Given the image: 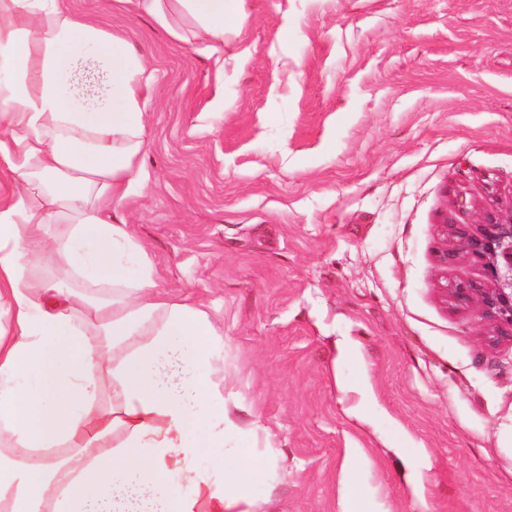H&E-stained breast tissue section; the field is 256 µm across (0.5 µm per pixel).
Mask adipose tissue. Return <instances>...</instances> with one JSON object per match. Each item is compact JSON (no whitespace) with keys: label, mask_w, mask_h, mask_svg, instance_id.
Returning <instances> with one entry per match:
<instances>
[{"label":"adipose tissue","mask_w":512,"mask_h":512,"mask_svg":"<svg viewBox=\"0 0 512 512\" xmlns=\"http://www.w3.org/2000/svg\"><path fill=\"white\" fill-rule=\"evenodd\" d=\"M241 2L113 6L220 54ZM152 82L124 29L0 0V512H256L224 481L260 460L196 467L233 425L223 332L159 290L122 215L146 185Z\"/></svg>","instance_id":"obj_1"}]
</instances>
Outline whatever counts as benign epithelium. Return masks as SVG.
<instances>
[{
  "mask_svg": "<svg viewBox=\"0 0 512 512\" xmlns=\"http://www.w3.org/2000/svg\"><path fill=\"white\" fill-rule=\"evenodd\" d=\"M446 229L453 245L442 253V264L465 257L482 270L479 280L451 285L449 296L493 322L496 335L512 337V215L487 210L478 224H448Z\"/></svg>",
  "mask_w": 512,
  "mask_h": 512,
  "instance_id": "1",
  "label": "benign epithelium"
}]
</instances>
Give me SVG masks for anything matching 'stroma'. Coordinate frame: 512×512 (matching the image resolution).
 Wrapping results in <instances>:
<instances>
[{"instance_id": "obj_1", "label": "stroma", "mask_w": 512, "mask_h": 512, "mask_svg": "<svg viewBox=\"0 0 512 512\" xmlns=\"http://www.w3.org/2000/svg\"><path fill=\"white\" fill-rule=\"evenodd\" d=\"M74 3L159 72L124 218L224 332L234 426L198 469L263 460L261 512H340L347 474L364 512H512V338L439 260L445 222L512 211V0H244L220 62Z\"/></svg>"}]
</instances>
